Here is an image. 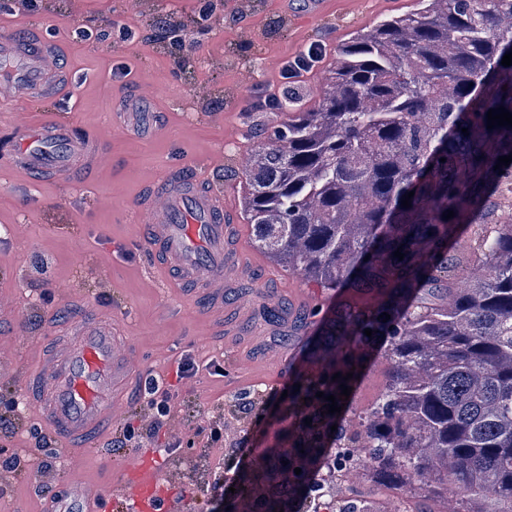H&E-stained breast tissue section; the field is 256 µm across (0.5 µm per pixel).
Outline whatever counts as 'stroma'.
Returning <instances> with one entry per match:
<instances>
[{"instance_id":"obj_1","label":"stroma","mask_w":512,"mask_h":512,"mask_svg":"<svg viewBox=\"0 0 512 512\" xmlns=\"http://www.w3.org/2000/svg\"><path fill=\"white\" fill-rule=\"evenodd\" d=\"M43 0L35 12L0 11V32L40 31L61 42L60 66L72 82L58 102H0V400L23 398V373L39 349L57 343L61 315H115L130 336L145 377L175 396L174 416L149 443L161 471L177 478L169 487L178 512H209L217 476L241 468L240 434L259 451L277 439L283 422L276 404L288 382L265 379V360L276 351L304 353L323 318L343 304L364 305L370 294L333 292L274 258L232 283L228 303L237 316L231 333L208 316L203 303L163 287L156 257L133 203L169 169L195 166L209 185L223 189L237 208L248 193L239 155H254L258 132L280 124L273 108L294 87L303 109L314 108L340 59V50L376 25L426 10V0ZM172 16L195 28L186 42L160 39L161 19ZM108 35L111 49L95 48ZM145 98L140 125L156 121L149 138H125L114 128L116 100ZM59 112L81 136L106 146L94 171L66 179L19 182L8 169L12 127ZM478 256L462 237L448 256V284L465 289L477 280ZM80 304H72L73 295ZM194 364L183 377L184 361ZM386 372L362 374L343 420L366 415L383 390ZM224 435L212 439L210 431ZM25 458L28 471L0 484V512H48L51 491L80 479L103 487L120 474L116 453L87 449L73 456L59 447L35 412L23 411L0 426V461ZM336 500H365L377 512H436L426 488L402 497L364 477L345 476Z\"/></svg>"}]
</instances>
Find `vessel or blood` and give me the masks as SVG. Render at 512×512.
<instances>
[{
  "label": "vessel or blood",
  "instance_id": "1",
  "mask_svg": "<svg viewBox=\"0 0 512 512\" xmlns=\"http://www.w3.org/2000/svg\"><path fill=\"white\" fill-rule=\"evenodd\" d=\"M59 44L35 34L0 35V78L14 98L37 91L59 99L70 85L68 72L51 67ZM10 157L12 171L35 178L45 173L68 176L94 169L101 143L77 136L71 124L53 116L18 127ZM146 237L157 250L159 267L170 288H188L205 300L208 311L221 310L230 276L257 264L246 246L240 214L223 193L202 176L169 170L156 190L137 206ZM73 345L60 355H40L24 374L26 400L67 451L100 448L112 438L116 409L139 392L144 378L121 326L100 320L72 327ZM122 471L111 493L75 480L58 495L53 512H103L101 502L131 503L134 512H177L167 480L149 453L122 457Z\"/></svg>",
  "mask_w": 512,
  "mask_h": 512
}]
</instances>
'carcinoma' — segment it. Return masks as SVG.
I'll return each mask as SVG.
<instances>
[{"instance_id":"cac0c4a2","label":"carcinoma","mask_w":512,"mask_h":512,"mask_svg":"<svg viewBox=\"0 0 512 512\" xmlns=\"http://www.w3.org/2000/svg\"><path fill=\"white\" fill-rule=\"evenodd\" d=\"M434 2L344 46L317 110L286 93L285 121L258 146L247 199L258 246L324 288L375 297L323 325L300 389L279 404L287 426L238 474L228 512H302L326 450L334 481L354 445L374 481L401 494L429 473L432 496L453 485L512 500V164L495 168L512 127L487 128L489 110L512 113V65H501L512 0ZM465 233L483 274L448 288L450 306L425 305ZM381 352L390 375L361 429L321 415L316 393L339 396Z\"/></svg>"}]
</instances>
